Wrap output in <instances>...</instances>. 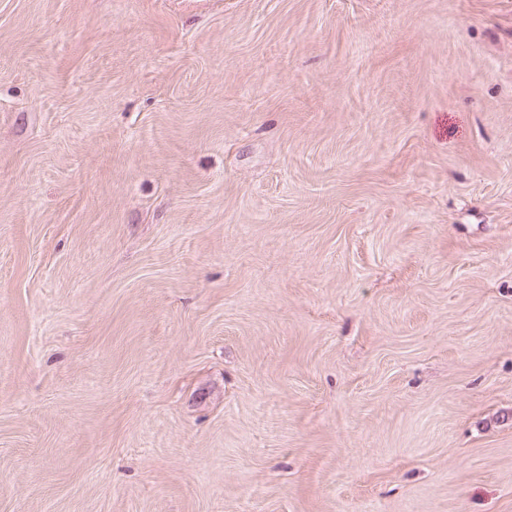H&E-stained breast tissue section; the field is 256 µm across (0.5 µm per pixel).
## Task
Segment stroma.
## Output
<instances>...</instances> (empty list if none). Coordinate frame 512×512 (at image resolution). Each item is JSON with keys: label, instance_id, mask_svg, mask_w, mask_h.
Here are the masks:
<instances>
[{"label": "stroma", "instance_id": "35a3bbf8", "mask_svg": "<svg viewBox=\"0 0 512 512\" xmlns=\"http://www.w3.org/2000/svg\"><path fill=\"white\" fill-rule=\"evenodd\" d=\"M0 512H512V0H0Z\"/></svg>", "mask_w": 512, "mask_h": 512}]
</instances>
